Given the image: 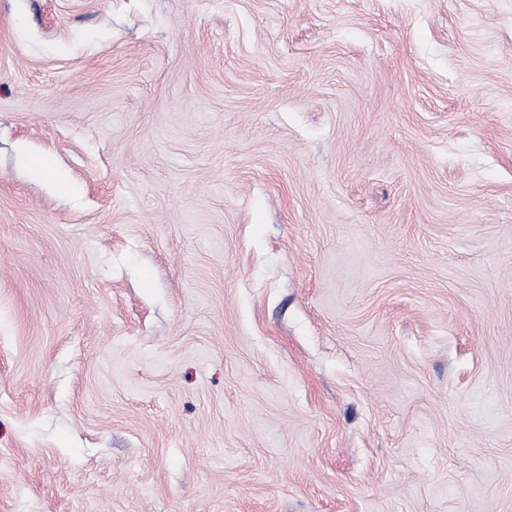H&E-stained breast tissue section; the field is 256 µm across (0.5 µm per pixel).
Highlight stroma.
<instances>
[{"label":"stroma","instance_id":"1","mask_svg":"<svg viewBox=\"0 0 512 512\" xmlns=\"http://www.w3.org/2000/svg\"><path fill=\"white\" fill-rule=\"evenodd\" d=\"M0 512H512V0H0Z\"/></svg>","mask_w":512,"mask_h":512}]
</instances>
